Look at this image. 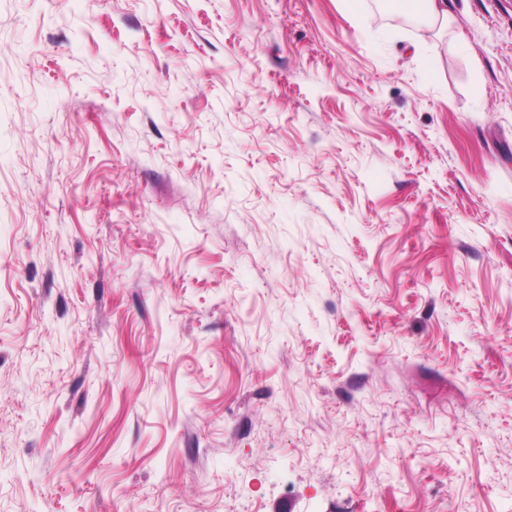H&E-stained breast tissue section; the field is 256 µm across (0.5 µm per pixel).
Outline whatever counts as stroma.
Wrapping results in <instances>:
<instances>
[{
    "label": "stroma",
    "instance_id": "obj_1",
    "mask_svg": "<svg viewBox=\"0 0 512 512\" xmlns=\"http://www.w3.org/2000/svg\"><path fill=\"white\" fill-rule=\"evenodd\" d=\"M0 0V512H512V0Z\"/></svg>",
    "mask_w": 512,
    "mask_h": 512
}]
</instances>
